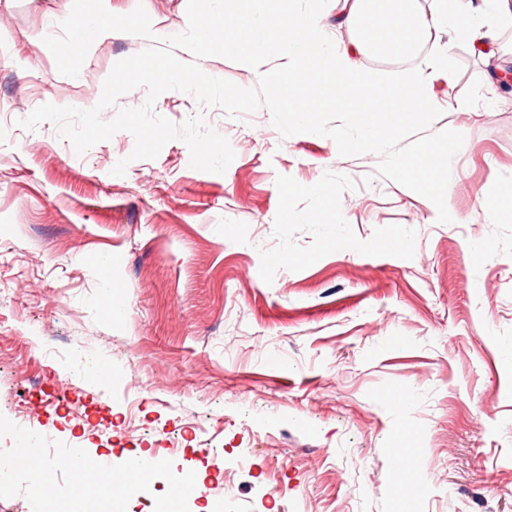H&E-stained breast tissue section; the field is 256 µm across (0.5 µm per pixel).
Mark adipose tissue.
I'll return each mask as SVG.
<instances>
[{
	"mask_svg": "<svg viewBox=\"0 0 512 512\" xmlns=\"http://www.w3.org/2000/svg\"><path fill=\"white\" fill-rule=\"evenodd\" d=\"M111 0H91L83 20L69 43L58 47L60 56L87 54L98 39L108 36L97 26L101 17H111ZM431 9H422L419 0H343L335 18L296 14L289 0H279L270 9L268 0H224V13L209 18L207 37H194L192 51L207 48L210 33L223 30L225 47H233L239 26L263 23L275 27L274 42L256 45L254 55L278 57L281 69L273 78L275 88L288 105V117L304 120L327 100L349 102L350 125L357 131L356 142L367 147L379 135L367 125L364 112L373 102H397L402 106L400 121L418 123L430 111L428 81L422 68H407L381 78L359 69L356 54H384L395 59L414 57L421 41L434 32L456 34L470 42L480 54H494L503 21H512V0H433ZM346 30L349 46L331 41L329 28Z\"/></svg>",
	"mask_w": 512,
	"mask_h": 512,
	"instance_id": "adipose-tissue-1",
	"label": "adipose tissue"
}]
</instances>
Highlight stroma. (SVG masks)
Here are the masks:
<instances>
[{"label": "stroma", "instance_id": "stroma-1", "mask_svg": "<svg viewBox=\"0 0 512 512\" xmlns=\"http://www.w3.org/2000/svg\"><path fill=\"white\" fill-rule=\"evenodd\" d=\"M187 0H112L111 37L60 60L84 0H0V414L114 460L161 450L224 512H512V26L495 56L429 38L464 136L445 202L282 137L267 108L208 123L235 158L131 160L126 131L76 153L51 103L93 108L130 23L187 28ZM124 175L112 169L122 158ZM110 365L112 384L91 382ZM231 459L223 470L214 457Z\"/></svg>", "mask_w": 512, "mask_h": 512}]
</instances>
